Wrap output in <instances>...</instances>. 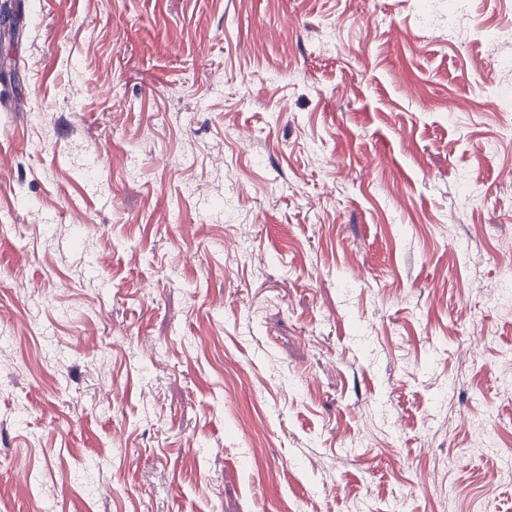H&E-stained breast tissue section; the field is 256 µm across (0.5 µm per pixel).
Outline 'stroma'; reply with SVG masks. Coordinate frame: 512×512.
<instances>
[{
	"label": "stroma",
	"mask_w": 512,
	"mask_h": 512,
	"mask_svg": "<svg viewBox=\"0 0 512 512\" xmlns=\"http://www.w3.org/2000/svg\"><path fill=\"white\" fill-rule=\"evenodd\" d=\"M0 512H512V0H21Z\"/></svg>",
	"instance_id": "obj_1"
}]
</instances>
